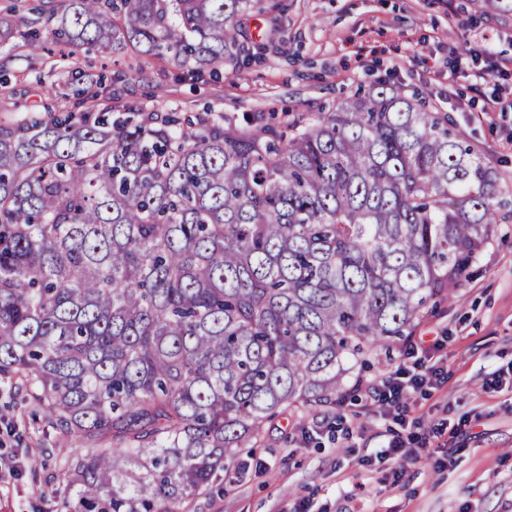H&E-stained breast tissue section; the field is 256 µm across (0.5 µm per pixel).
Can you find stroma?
I'll return each instance as SVG.
<instances>
[{"instance_id":"1","label":"stroma","mask_w":512,"mask_h":512,"mask_svg":"<svg viewBox=\"0 0 512 512\" xmlns=\"http://www.w3.org/2000/svg\"><path fill=\"white\" fill-rule=\"evenodd\" d=\"M243 17V42L260 59L189 73L148 56L70 55L43 34L44 50H0L8 78L0 110L10 119L81 113L77 85L112 101L108 121L133 109L255 126L333 106L357 88L387 80L447 113L485 153L512 192V111L487 112L483 97L512 95V13L475 0H272ZM491 49L507 68L475 84L451 72L452 49ZM445 337L434 352L444 384L412 394L408 415L428 437L413 458L390 457L400 427L375 401L394 362L410 350L376 351L354 365L351 392L333 407H291L241 449L232 478H218L188 512H512V223L498 225L456 301L440 303L416 329ZM74 437L49 424L24 390L0 385V460H24L0 484V512H57L54 491Z\"/></svg>"}]
</instances>
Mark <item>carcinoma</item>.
Here are the masks:
<instances>
[{"instance_id":"cac0c4a2","label":"carcinoma","mask_w":512,"mask_h":512,"mask_svg":"<svg viewBox=\"0 0 512 512\" xmlns=\"http://www.w3.org/2000/svg\"><path fill=\"white\" fill-rule=\"evenodd\" d=\"M0 44L245 52L262 0H54ZM0 124V376L82 440L58 512H182L296 404L336 403L349 360L452 299L496 225L500 173L415 93L377 83L306 120L148 114Z\"/></svg>"}]
</instances>
